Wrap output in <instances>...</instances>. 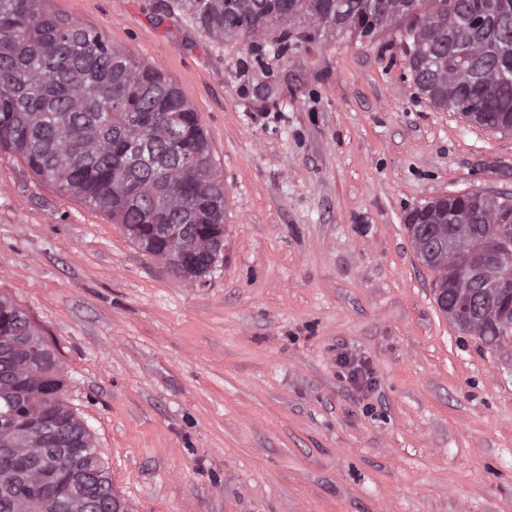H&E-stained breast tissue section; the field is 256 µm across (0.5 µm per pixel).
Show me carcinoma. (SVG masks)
<instances>
[{
  "instance_id": "obj_1",
  "label": "carcinoma",
  "mask_w": 512,
  "mask_h": 512,
  "mask_svg": "<svg viewBox=\"0 0 512 512\" xmlns=\"http://www.w3.org/2000/svg\"><path fill=\"white\" fill-rule=\"evenodd\" d=\"M220 43L285 59L324 34L372 40L398 26L421 98L512 131V0H176ZM122 226L190 283L224 246V181L197 112L161 69L45 0H0V153ZM439 308L512 365V196L470 191L411 208ZM495 243L505 287L473 304L471 257ZM178 264L171 262L172 252ZM54 350L0 295V512H128L84 421L63 401Z\"/></svg>"
}]
</instances>
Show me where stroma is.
Masks as SVG:
<instances>
[{
  "mask_svg": "<svg viewBox=\"0 0 512 512\" xmlns=\"http://www.w3.org/2000/svg\"><path fill=\"white\" fill-rule=\"evenodd\" d=\"M156 3L47 0L198 113L227 189L205 285L0 154V293L52 346L123 504L512 512V375L440 310L404 224L512 194V134L417 97L395 33L259 61Z\"/></svg>",
  "mask_w": 512,
  "mask_h": 512,
  "instance_id": "obj_1",
  "label": "stroma"
}]
</instances>
